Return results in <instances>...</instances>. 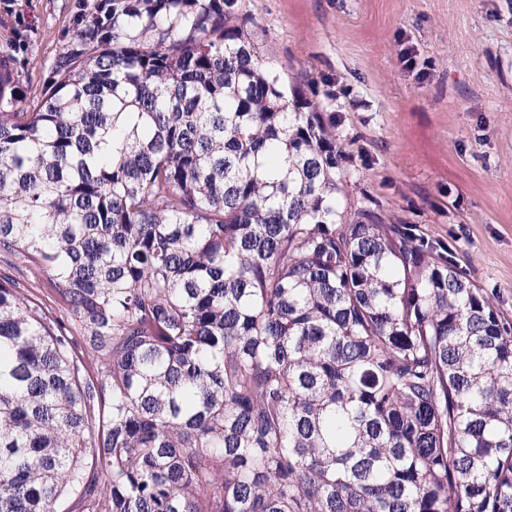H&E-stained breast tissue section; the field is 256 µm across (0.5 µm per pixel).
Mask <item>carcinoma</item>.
Returning a JSON list of instances; mask_svg holds the SVG:
<instances>
[{
	"mask_svg": "<svg viewBox=\"0 0 512 512\" xmlns=\"http://www.w3.org/2000/svg\"><path fill=\"white\" fill-rule=\"evenodd\" d=\"M240 0H112L31 111L0 56V512H512V320L344 196ZM98 363L89 367V360Z\"/></svg>",
	"mask_w": 512,
	"mask_h": 512,
	"instance_id": "1",
	"label": "carcinoma"
}]
</instances>
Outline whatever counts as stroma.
Masks as SVG:
<instances>
[{
	"mask_svg": "<svg viewBox=\"0 0 512 512\" xmlns=\"http://www.w3.org/2000/svg\"><path fill=\"white\" fill-rule=\"evenodd\" d=\"M98 0H0L27 103ZM256 37L335 92L352 205L454 247L512 320V0H242Z\"/></svg>",
	"mask_w": 512,
	"mask_h": 512,
	"instance_id": "35a3bbf8",
	"label": "stroma"
}]
</instances>
